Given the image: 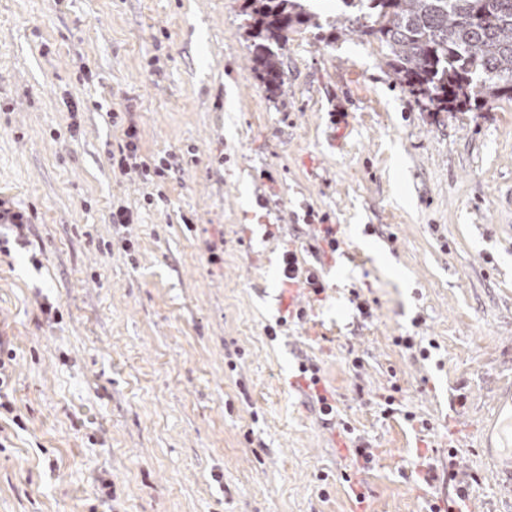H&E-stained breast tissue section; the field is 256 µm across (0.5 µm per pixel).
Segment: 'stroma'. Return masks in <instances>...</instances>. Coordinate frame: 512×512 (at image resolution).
Here are the masks:
<instances>
[{
	"label": "stroma",
	"instance_id": "stroma-1",
	"mask_svg": "<svg viewBox=\"0 0 512 512\" xmlns=\"http://www.w3.org/2000/svg\"><path fill=\"white\" fill-rule=\"evenodd\" d=\"M244 6L0 0V200L32 215L0 250V512H422L452 446L469 512H505L479 442L512 369V101L425 111L377 40L305 27L271 95ZM114 112L177 155L164 201L113 167ZM313 216L342 254L312 251ZM287 244L326 284L300 321ZM308 372L309 375L307 376L306 374ZM301 373L304 374V379L307 382V388L310 390L312 398H314L319 405L321 414L324 416H331L333 413L335 414L336 406L333 404V402H335V395L318 375L319 369H309L303 365L301 367ZM319 384L323 387V393H320L317 389Z\"/></svg>",
	"mask_w": 512,
	"mask_h": 512
}]
</instances>
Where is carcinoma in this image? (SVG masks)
Returning a JSON list of instances; mask_svg holds the SVG:
<instances>
[{"label": "carcinoma", "instance_id": "1", "mask_svg": "<svg viewBox=\"0 0 512 512\" xmlns=\"http://www.w3.org/2000/svg\"><path fill=\"white\" fill-rule=\"evenodd\" d=\"M253 20L252 70L266 91L283 85L279 50L288 33L321 29L303 0H245ZM330 23L372 35L385 64L429 112H453L512 100V0H342Z\"/></svg>", "mask_w": 512, "mask_h": 512}]
</instances>
